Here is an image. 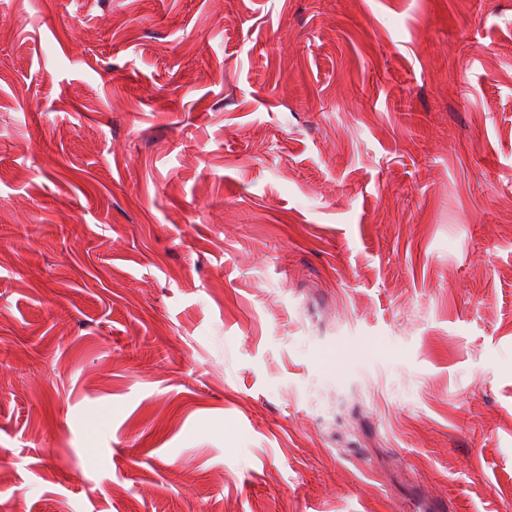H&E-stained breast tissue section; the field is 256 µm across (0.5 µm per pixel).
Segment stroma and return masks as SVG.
<instances>
[{"mask_svg":"<svg viewBox=\"0 0 512 512\" xmlns=\"http://www.w3.org/2000/svg\"><path fill=\"white\" fill-rule=\"evenodd\" d=\"M512 512V0H0V512Z\"/></svg>","mask_w":512,"mask_h":512,"instance_id":"obj_1","label":"stroma"}]
</instances>
